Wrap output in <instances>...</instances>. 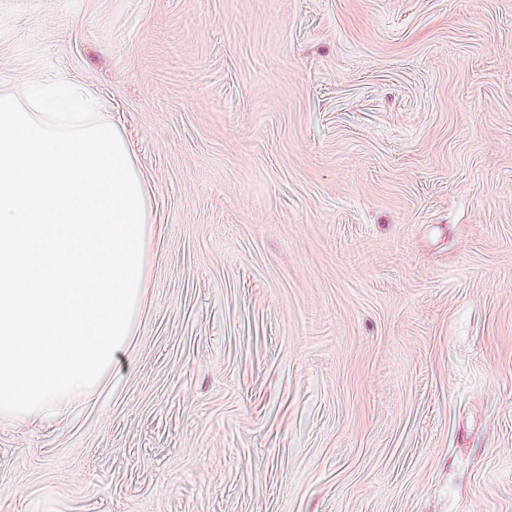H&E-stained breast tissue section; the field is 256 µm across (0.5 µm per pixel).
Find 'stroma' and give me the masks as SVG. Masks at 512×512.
I'll use <instances>...</instances> for the list:
<instances>
[{"instance_id":"stroma-1","label":"stroma","mask_w":512,"mask_h":512,"mask_svg":"<svg viewBox=\"0 0 512 512\" xmlns=\"http://www.w3.org/2000/svg\"><path fill=\"white\" fill-rule=\"evenodd\" d=\"M48 71L156 234L0 512H512V0H0V91Z\"/></svg>"}]
</instances>
